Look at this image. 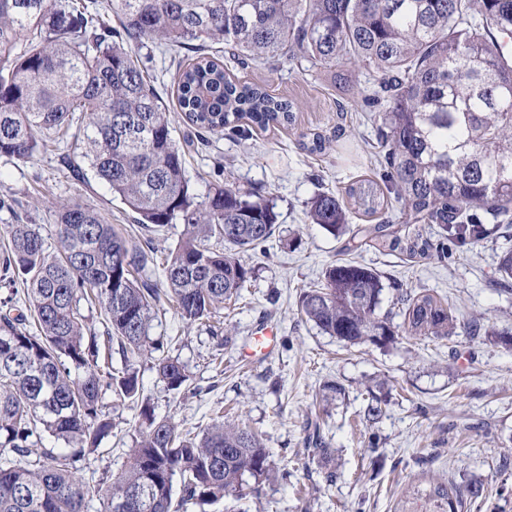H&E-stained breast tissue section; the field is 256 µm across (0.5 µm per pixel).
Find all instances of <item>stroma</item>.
Listing matches in <instances>:
<instances>
[{"label":"stroma","instance_id":"1","mask_svg":"<svg viewBox=\"0 0 512 512\" xmlns=\"http://www.w3.org/2000/svg\"><path fill=\"white\" fill-rule=\"evenodd\" d=\"M139 58L170 109L176 141L190 138L177 110L169 57L143 51ZM232 70L291 99L296 123L273 137L241 130L195 141L185 149L187 175L201 197L220 184L275 203V233L265 249L240 253L255 276L237 301L200 324H186L170 307L152 321L151 336L164 337L170 356L186 367L185 390H169L150 361L136 364L144 397L184 435L201 434L221 410L258 432L270 453L275 473L259 496L228 499L208 512H395L405 491L422 478L473 475L489 483L480 512H512V467H499L503 456L512 457V349L474 338L468 328L470 318L481 315L490 331L512 334V294L494 283L500 255L512 248V225L449 248L442 260L411 261L346 246L309 223L306 203L319 192L343 191L358 174L381 177L375 131L361 110L373 89L371 77L342 84L334 72L274 59ZM313 132L325 136L323 152L302 149L301 134ZM85 165L73 141L26 163L0 158V198L12 203L0 209V227L37 224L53 239L54 203L65 198L96 207L130 236H141L133 213ZM343 261L381 273L382 311L391 310L398 285L447 296L457 317L453 336L347 348L321 332L298 313L299 295L320 281L328 265ZM264 323L276 327L278 342L264 356L249 357L253 332ZM329 382L341 386V393H324ZM373 395L386 403L374 423L364 417ZM104 403L114 428L81 473L90 486L106 485L121 470L139 425V404L110 394ZM311 423L319 424L334 448L331 463L314 456ZM330 469L336 472L332 481L325 478Z\"/></svg>","mask_w":512,"mask_h":512}]
</instances>
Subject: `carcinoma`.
<instances>
[{"label":"carcinoma","instance_id":"carcinoma-1","mask_svg":"<svg viewBox=\"0 0 512 512\" xmlns=\"http://www.w3.org/2000/svg\"><path fill=\"white\" fill-rule=\"evenodd\" d=\"M120 26L98 0H0V157L27 162L83 131L82 157L112 195L137 215L146 237L122 235L96 208L55 203L53 245L35 224H6L0 281L24 285L0 302V512H206L269 481L273 465L257 433L218 415L199 436L140 407L135 446L106 488L79 476L80 464L112 434L103 397L137 400L134 362L153 361L170 390L185 367L149 336L166 296L188 324L236 298L253 270L237 254L264 245L275 205L255 193L214 185L198 202L168 109L134 48L152 40L179 54L182 119L212 135L245 122L260 131L292 127L294 103L269 85L243 81L206 53L224 45L231 61H305L311 69L349 63L374 79L366 99L382 148L383 182L358 177L345 196L321 192L308 218L336 238L410 259L433 243L408 224H435L460 245L512 224V0H113ZM396 209L402 224L383 217ZM374 224L351 223L352 211ZM184 225L164 258L165 289L143 279L156 264L152 235ZM215 240L224 244L217 249ZM512 281V250L499 258ZM385 283L357 262L329 265L304 290L298 310L345 346H387L404 338L442 341L454 333L448 299L401 291L403 322L380 313ZM99 311L103 335L82 305ZM117 351L124 367L112 368ZM54 446L48 448L44 440ZM482 479L431 477L396 512H465L480 506Z\"/></svg>","mask_w":512,"mask_h":512}]
</instances>
